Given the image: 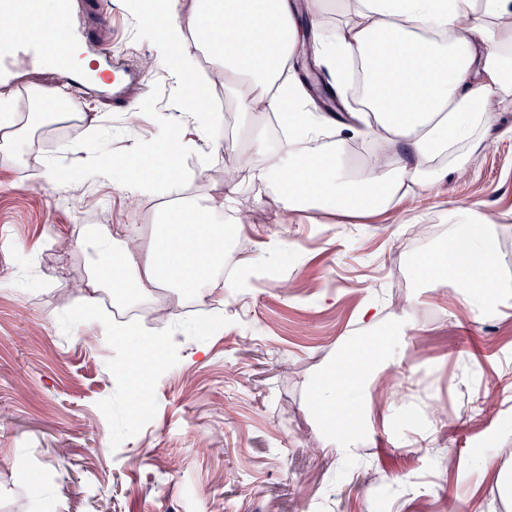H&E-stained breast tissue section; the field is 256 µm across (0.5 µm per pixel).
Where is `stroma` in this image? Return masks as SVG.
<instances>
[{"label": "stroma", "instance_id": "35a3bbf8", "mask_svg": "<svg viewBox=\"0 0 512 512\" xmlns=\"http://www.w3.org/2000/svg\"><path fill=\"white\" fill-rule=\"evenodd\" d=\"M74 16L150 86L130 89L122 103L108 90L83 102L108 115L100 136L119 164L132 141L156 135L151 115L128 125L127 108L146 99L173 108L177 80L168 65L144 67L153 41L128 0H75ZM11 80L20 112L33 107L28 90L47 110L54 94L72 93L43 63L20 61ZM82 133L39 128L19 167L0 171V512L44 504L51 512H376L383 486L392 490L388 512H512L473 469L484 436L512 448V302L488 318L460 306L453 287L422 294L413 278L414 262L447 239L449 207L470 205L500 215L499 273L512 278V105L495 112L466 175L448 171L394 214L308 211L290 220L274 192L246 184L239 200L253 221L234 233L239 250L223 273L263 270L278 241L280 276L254 281L242 298L219 287L179 305L160 331L176 358L136 420L115 369L116 341L98 326L112 311L99 307L96 319L73 325V287L87 272L76 239L87 224L151 230L169 197L158 186L138 212L128 210L118 187L85 177L83 153L58 151ZM224 158L210 157L205 179L196 159H182L184 194L221 197ZM48 159L73 181L44 184ZM411 224L432 225L433 240L408 234ZM416 295L413 311L406 300ZM371 298L399 340L395 406L441 408L444 426L421 421L396 433L374 421L357 461L346 462L324 452L329 428L309 408V388L360 333L359 310ZM489 388L497 410L472 422Z\"/></svg>", "mask_w": 512, "mask_h": 512}]
</instances>
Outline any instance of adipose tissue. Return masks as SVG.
<instances>
[{
  "label": "adipose tissue",
  "instance_id": "adipose-tissue-1",
  "mask_svg": "<svg viewBox=\"0 0 512 512\" xmlns=\"http://www.w3.org/2000/svg\"><path fill=\"white\" fill-rule=\"evenodd\" d=\"M291 0H161L166 19L156 38V58L179 77L177 108L158 115L154 142L132 144L126 166L135 177L120 181L130 208L157 183H166L171 198L150 243L133 224L84 228L78 234L88 259L79 290L85 315H93L100 294L131 290L133 299L153 298L160 290L188 292L204 299L216 268L224 262V203L235 200L242 184L225 183L224 198L207 204L185 197L182 175L174 161H161L159 150L204 159L222 149L214 136L206 85L197 83L198 55H205L212 75L234 93L239 112L282 113L298 131L280 152H268L261 135L249 140L239 166L262 168L279 186L290 213L309 209L353 215L389 213L407 197L406 184L428 186L444 172L448 156L465 168L484 142L492 112L512 98V0H347L352 15L345 25L321 20L329 0H305L310 17L301 29ZM195 44L196 53L187 51ZM311 48L338 91L352 88L359 73L362 109L351 112L341 134L324 153L307 152L308 135L330 125L327 115L308 110L300 80L286 71L297 50ZM90 133L80 143L88 160L87 175L115 181L106 145L95 136L100 113L78 112ZM42 124L38 112H20L0 99V167L21 161V146ZM368 135L375 142L372 163L349 170L344 164L347 135ZM407 155L409 165L394 159ZM448 244L435 248L415 269L418 282L455 288L463 306L484 315L512 300V282L498 275L497 222L492 215L467 207L448 212ZM203 251L211 263L191 264L190 252ZM363 363L356 350L330 357L309 394L313 412L324 420L343 416L353 427L374 417L391 419L396 410L385 400L388 366Z\"/></svg>",
  "mask_w": 512,
  "mask_h": 512
}]
</instances>
